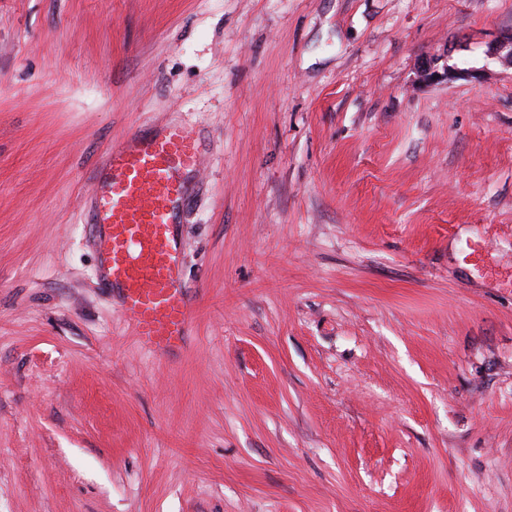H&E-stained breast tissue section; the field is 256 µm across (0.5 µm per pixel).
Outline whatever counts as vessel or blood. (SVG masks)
Masks as SVG:
<instances>
[{
	"label": "vessel or blood",
	"instance_id": "vessel-or-blood-1",
	"mask_svg": "<svg viewBox=\"0 0 512 512\" xmlns=\"http://www.w3.org/2000/svg\"><path fill=\"white\" fill-rule=\"evenodd\" d=\"M201 160L200 143L184 125L113 143L93 170L90 223L100 233L102 270L142 347L164 356L183 346L194 300L181 281L176 234L186 174Z\"/></svg>",
	"mask_w": 512,
	"mask_h": 512
}]
</instances>
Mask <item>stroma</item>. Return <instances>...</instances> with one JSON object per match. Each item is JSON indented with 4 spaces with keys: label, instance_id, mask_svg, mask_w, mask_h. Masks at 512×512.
Returning <instances> with one entry per match:
<instances>
[{
    "label": "stroma",
    "instance_id": "obj_1",
    "mask_svg": "<svg viewBox=\"0 0 512 512\" xmlns=\"http://www.w3.org/2000/svg\"><path fill=\"white\" fill-rule=\"evenodd\" d=\"M511 29L512 0H0V512H512ZM171 124L203 142L195 312L158 358L84 216L106 145Z\"/></svg>",
    "mask_w": 512,
    "mask_h": 512
}]
</instances>
